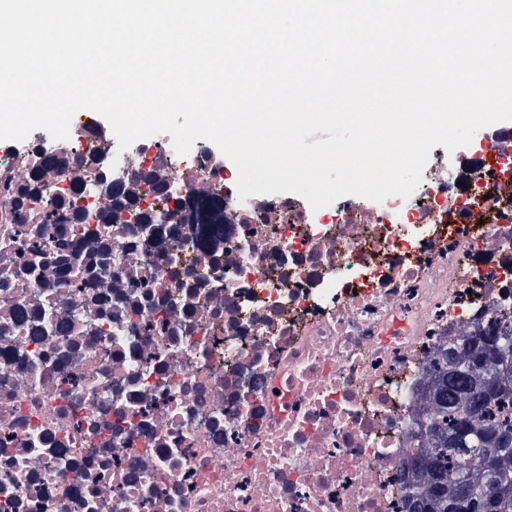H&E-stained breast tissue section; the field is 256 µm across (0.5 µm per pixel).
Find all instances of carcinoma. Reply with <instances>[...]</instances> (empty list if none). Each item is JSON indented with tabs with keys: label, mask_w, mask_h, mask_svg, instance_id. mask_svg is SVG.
Instances as JSON below:
<instances>
[{
	"label": "carcinoma",
	"mask_w": 512,
	"mask_h": 512,
	"mask_svg": "<svg viewBox=\"0 0 512 512\" xmlns=\"http://www.w3.org/2000/svg\"><path fill=\"white\" fill-rule=\"evenodd\" d=\"M512 337V327L499 325L485 336L470 337L464 357H491L492 368L477 375L455 370L441 354L433 401L435 413L428 429L439 434L436 445L418 455L413 468L422 472L423 485H408L410 512H448V491L465 481L471 490L467 512H486V495L496 500V512H512V453L496 451L494 434L512 435V348L494 344ZM478 406L470 413L461 407L472 397Z\"/></svg>",
	"instance_id": "carcinoma-1"
}]
</instances>
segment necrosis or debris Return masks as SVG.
Masks as SVG:
<instances>
[{
  "label": "necrosis or debris",
  "mask_w": 512,
  "mask_h": 512,
  "mask_svg": "<svg viewBox=\"0 0 512 512\" xmlns=\"http://www.w3.org/2000/svg\"><path fill=\"white\" fill-rule=\"evenodd\" d=\"M476 137L317 210L202 139L0 150V512H408L437 357L512 321V129Z\"/></svg>",
  "instance_id": "necrosis-or-debris-1"
}]
</instances>
